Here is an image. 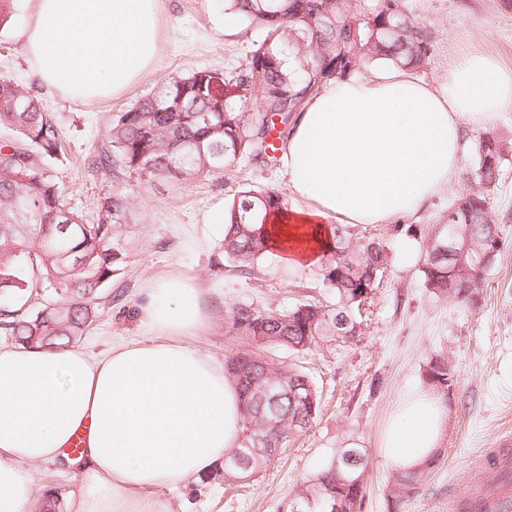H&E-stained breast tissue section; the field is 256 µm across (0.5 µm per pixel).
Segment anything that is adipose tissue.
I'll list each match as a JSON object with an SVG mask.
<instances>
[{"label": "adipose tissue", "mask_w": 512, "mask_h": 512, "mask_svg": "<svg viewBox=\"0 0 512 512\" xmlns=\"http://www.w3.org/2000/svg\"><path fill=\"white\" fill-rule=\"evenodd\" d=\"M30 9L23 51L62 96H116L156 65L159 0H30ZM511 104L512 71L477 51L449 65L442 92L387 65L374 78L328 85L299 112L284 151L292 191L314 205L267 215L272 248L310 266L331 249L329 219L381 224L416 212L455 183L465 125H486ZM202 295L185 280L147 289L145 344L99 354L0 347V512H30L34 468L62 462L78 429L86 439L72 512H159L157 490L223 463L243 416L223 366L183 342L209 325ZM447 415L432 389H409L381 435L387 464L421 467Z\"/></svg>", "instance_id": "ef3b65f1"}]
</instances>
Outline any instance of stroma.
<instances>
[{
    "label": "stroma",
    "mask_w": 512,
    "mask_h": 512,
    "mask_svg": "<svg viewBox=\"0 0 512 512\" xmlns=\"http://www.w3.org/2000/svg\"><path fill=\"white\" fill-rule=\"evenodd\" d=\"M404 6L432 33V55L416 76L435 90L447 85L448 63L462 49L483 52L512 70V9L502 0H404ZM162 14L165 34L155 70L119 96L79 102L63 98L37 78L18 38L28 10L25 0H17L0 26V77L15 81L54 113L63 151L47 165L66 203L85 223L98 221L99 204L108 195H123L130 202L117 233L126 259L111 286L101 288L82 346L98 352L118 343L145 342L138 312L146 288L178 278L204 288L211 323L192 344L220 362L239 346L225 332L234 305L284 313L305 302L331 303L334 294L323 286L318 266L290 267L276 255L259 261L257 275L239 274L223 254V225L210 221L247 188L275 189L289 205L306 206V199L289 187L282 161L240 157L223 172L191 181L90 167L119 116L156 93L168 77L199 69L227 76L246 72L264 39L261 30L227 10L224 0H165ZM468 171V163H461L455 185L413 215L354 227V245L374 239L388 254L387 270L365 304L358 336L321 343L304 355L272 349L276 361L297 363L313 377L322 394L316 417L249 481L225 486L219 467L191 482L181 495L159 491L163 512H278L288 492L352 441L359 442L367 460L362 512H388L393 472L379 446L380 433L435 356L447 358L457 382L446 401L439 460L419 493L401 503L400 512H448L449 498L466 490L459 475L512 431V162L503 167L488 197L502 243L477 301L464 305L438 298L423 286L422 231L446 216L450 203L470 188ZM408 242L413 251L405 250ZM34 478L54 492L57 512H68L79 490L73 467L43 465Z\"/></svg>",
    "instance_id": "1"
}]
</instances>
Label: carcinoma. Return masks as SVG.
<instances>
[{
    "instance_id": "cac0c4a2",
    "label": "carcinoma",
    "mask_w": 512,
    "mask_h": 512,
    "mask_svg": "<svg viewBox=\"0 0 512 512\" xmlns=\"http://www.w3.org/2000/svg\"><path fill=\"white\" fill-rule=\"evenodd\" d=\"M228 9L250 26L266 33L248 71L224 81V93L212 91V71L172 76L160 92L122 113L110 130L108 147L92 162L98 170L118 167L153 177L187 180L201 170L221 172L239 156L265 161L272 133L288 138L295 107L331 81L343 80L362 63L384 60L419 70L432 53V36L406 12L403 0H225ZM293 37L295 53L283 48V35ZM262 93V110L240 111L244 92ZM283 129H278L277 124ZM15 129L27 147L0 145V296L23 298L33 286L31 272L55 288L58 299L28 318L0 309V329L29 347L78 342L95 314L98 291L122 270L123 248L114 242L127 217L129 202L121 195L101 200L102 218L86 224L62 199L57 176L44 160L57 154L59 131L54 116L16 83L0 78V127ZM512 155V138L484 133L471 153L474 185L448 207L450 223L431 225L424 234L426 262L423 284L437 297L472 303L469 292H480L488 271L473 283L448 290V261L437 259L448 246V225L468 244L465 260L476 263L486 249L500 245V229L488 213L485 190L495 184ZM287 207L275 189L239 192L230 203L224 225V256L242 274L251 275L255 262L271 253L265 236L266 215ZM334 249L320 269L322 285L334 291L336 302L300 304L285 313H268L252 305H235L225 321L226 333L240 339V348L225 356L224 373L236 385L242 402V440L255 453L249 473L256 475L270 461L267 448L279 447L305 428L317 414L320 395L305 372L284 362L262 358L269 348L292 353L312 350L319 342L339 337L361 325L364 289H373L386 270L383 246L370 241L352 247L351 226L330 225ZM425 382L448 395L453 369L440 356L431 358ZM362 459L347 469L328 464L287 495L283 512H323L308 499L336 498L342 512L362 508ZM438 455L412 472L392 476L391 508L419 491Z\"/></svg>"
}]
</instances>
